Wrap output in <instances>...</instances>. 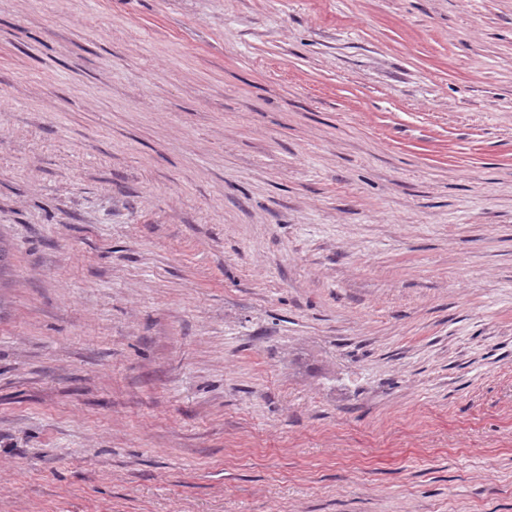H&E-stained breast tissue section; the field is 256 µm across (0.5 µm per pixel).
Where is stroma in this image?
<instances>
[{
    "instance_id": "stroma-1",
    "label": "stroma",
    "mask_w": 512,
    "mask_h": 512,
    "mask_svg": "<svg viewBox=\"0 0 512 512\" xmlns=\"http://www.w3.org/2000/svg\"><path fill=\"white\" fill-rule=\"evenodd\" d=\"M0 512H512V0H0Z\"/></svg>"
}]
</instances>
